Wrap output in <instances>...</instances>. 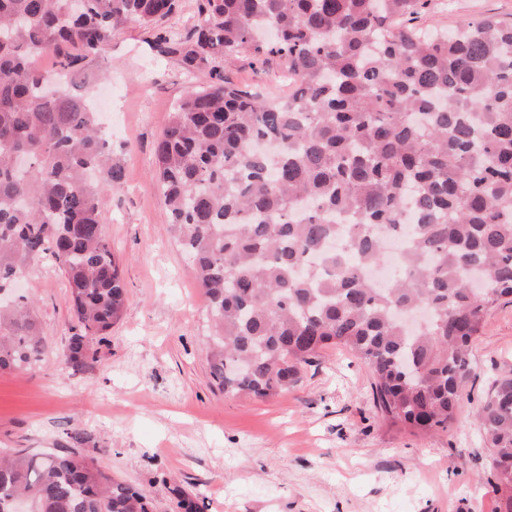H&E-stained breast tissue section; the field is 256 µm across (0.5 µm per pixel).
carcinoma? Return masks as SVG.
Returning <instances> with one entry per match:
<instances>
[{"mask_svg":"<svg viewBox=\"0 0 512 512\" xmlns=\"http://www.w3.org/2000/svg\"><path fill=\"white\" fill-rule=\"evenodd\" d=\"M431 0H196L183 36L162 25L179 0H0V371L45 361L33 302L17 283L49 257L72 314L73 371L121 321L123 271L99 219L121 188L96 112L69 90L82 64L136 21L187 73H208L155 148L168 228L208 304L209 375L230 394L273 398L328 347L372 374L376 409L414 433L447 430L487 311L512 297V22L446 32L413 24ZM60 70L43 71L45 52ZM277 56L290 91L265 98L218 61ZM272 142L274 151L258 145ZM401 231L405 273L387 287L345 262L381 264ZM499 512H512V377L476 413ZM82 428L60 453L0 454V504L32 512H158L112 476Z\"/></svg>","mask_w":512,"mask_h":512,"instance_id":"carcinoma-1","label":"carcinoma"}]
</instances>
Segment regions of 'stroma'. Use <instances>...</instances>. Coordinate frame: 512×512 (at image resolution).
<instances>
[{
    "label": "stroma",
    "mask_w": 512,
    "mask_h": 512,
    "mask_svg": "<svg viewBox=\"0 0 512 512\" xmlns=\"http://www.w3.org/2000/svg\"><path fill=\"white\" fill-rule=\"evenodd\" d=\"M488 16L511 19L512 0H450L416 23L450 29ZM150 38L142 25L127 24L85 65L125 174L101 213L123 269L126 313L91 369H68L59 357L74 323L67 281L51 259L32 262L23 287L52 354L27 370L0 372V448L57 452L67 430L86 429L102 464L162 507L178 485L202 512H498L475 412L494 380L512 375L510 300L487 314L444 432L391 426L373 405L368 367L345 349L320 351L276 398L232 397L210 385L206 303L154 178L155 143L197 79L153 51ZM220 69L266 97L288 93L279 57L227 56Z\"/></svg>",
    "instance_id": "35a3bbf8"
}]
</instances>
